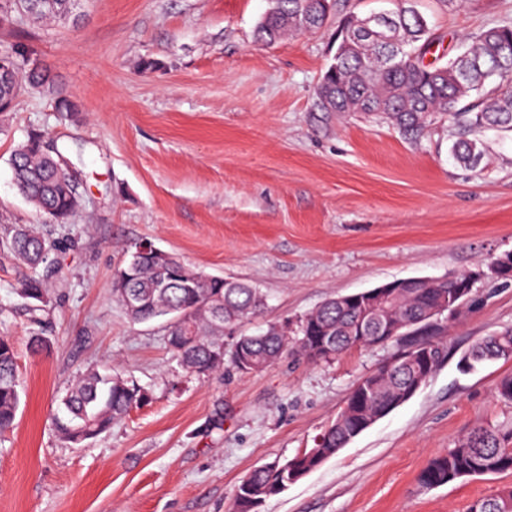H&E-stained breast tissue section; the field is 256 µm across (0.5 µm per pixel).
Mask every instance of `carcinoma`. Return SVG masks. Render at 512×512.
<instances>
[{"mask_svg":"<svg viewBox=\"0 0 512 512\" xmlns=\"http://www.w3.org/2000/svg\"><path fill=\"white\" fill-rule=\"evenodd\" d=\"M33 20L62 17L72 12L74 0H15ZM334 8L330 0H278L258 23L256 41L272 44L292 34L323 27ZM386 40L345 24L336 30V53L323 73L316 92V106L323 112H377L386 115L406 134L419 136L433 114H450L473 138L454 142L452 152L460 163L474 167L484 155L480 134L490 129L512 130V23L486 27L466 38L463 51L445 65L425 62L434 38L413 0H397L396 8L381 21ZM17 66L20 85L48 89V73L24 68L20 55H10ZM475 104H462L471 95ZM44 138L33 132L11 157L13 178L19 191L49 222L67 224L74 214L73 187L59 169V152L45 153ZM31 270L48 261L55 242L26 225H16L0 242ZM133 277L122 283L121 272L112 281V295L124 303L121 290L140 295L139 307L126 309L135 323L164 316L166 347L187 371L213 374L237 369V357L248 354L252 370L260 372L288 354L312 362L332 360L357 347L378 341L360 338V307L328 300L300 317L295 331L278 335L269 327L256 334L240 335L224 355V332L259 314L265 307L260 289L243 281L225 285L221 276L193 270L178 257L169 264L134 259ZM33 320L46 307L44 279L27 276L20 289ZM448 301L453 312L475 303L474 284L465 273L457 279H432L424 288H395L386 303L392 332L383 343L403 340L406 347L429 351L426 367L406 364L397 354L364 377L345 401L336 421L315 440L314 447L287 459L254 469L239 484L232 512H259L260 502L278 496L334 456L362 433L367 419L383 417L405 402L411 383L430 377L446 356L447 343L437 338L430 313ZM512 330L489 334L460 358L477 367L487 362L512 359ZM21 384L13 343L0 336V434L13 428L21 403ZM147 393L118 371L93 367L84 372L61 400L56 431L76 444L75 430L95 438L112 424L145 404ZM512 471V421L493 427L474 428L460 436L455 447L432 458L419 475L426 487H435L475 476ZM476 512H512V488L477 500Z\"/></svg>","mask_w":512,"mask_h":512,"instance_id":"cac0c4a2","label":"carcinoma"}]
</instances>
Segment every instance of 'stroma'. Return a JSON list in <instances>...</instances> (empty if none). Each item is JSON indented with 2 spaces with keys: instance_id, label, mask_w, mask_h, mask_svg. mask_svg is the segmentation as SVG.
<instances>
[{
  "instance_id": "obj_1",
  "label": "stroma",
  "mask_w": 512,
  "mask_h": 512,
  "mask_svg": "<svg viewBox=\"0 0 512 512\" xmlns=\"http://www.w3.org/2000/svg\"><path fill=\"white\" fill-rule=\"evenodd\" d=\"M270 0H78L32 23L0 0V52L21 50L73 104L25 89L0 114V238L26 224L60 247L49 303L33 323L20 296L29 270L0 249V336L18 352L22 402L0 435V512H230L255 467L313 447L357 382L397 345L325 362L286 357L266 370L186 372L165 322L130 320L112 276L134 244L176 254L267 297L253 332L326 299L411 277L487 269L512 252V131L487 132L474 168L451 152L459 129L431 116L405 137L377 113L321 112L315 88L336 27L389 0H336L317 33L262 45ZM430 59L512 21V0H416ZM57 145L82 207L50 224L18 191L10 164L28 133ZM474 309L442 321L447 355L408 401L380 418L261 512H468L512 487V471L423 487L430 459L466 431L512 420L495 394L512 360L465 372L477 339L512 329V284L476 281ZM47 345L33 351V337ZM113 365L148 393L82 446L54 427L77 375Z\"/></svg>"
}]
</instances>
